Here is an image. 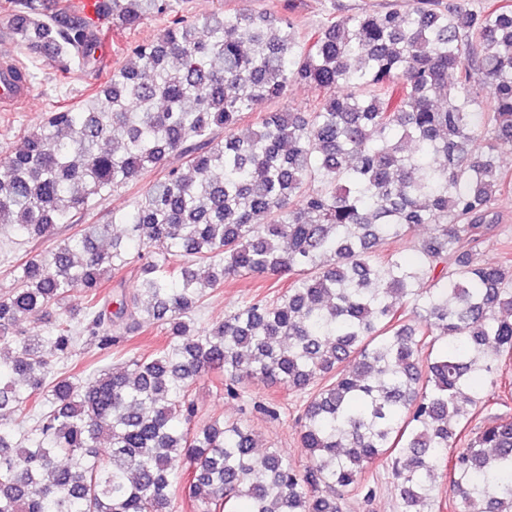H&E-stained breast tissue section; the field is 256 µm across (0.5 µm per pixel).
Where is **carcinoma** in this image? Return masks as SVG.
<instances>
[{
	"label": "carcinoma",
	"mask_w": 512,
	"mask_h": 512,
	"mask_svg": "<svg viewBox=\"0 0 512 512\" xmlns=\"http://www.w3.org/2000/svg\"><path fill=\"white\" fill-rule=\"evenodd\" d=\"M184 2L107 0L117 30L174 18L102 96L47 113L0 158V224L51 241L0 295V344L20 350L0 361V512H173L178 469L193 512H342L346 493L375 499L378 461L396 512H433L444 470L454 512H512V418L482 416L512 358V253H478L512 184V0L343 18L330 0L302 35L291 0L201 18ZM12 6L25 53L100 62L105 25L78 5ZM295 83L319 92L308 109L266 110ZM157 169L123 232L81 224ZM60 225L74 233L54 239ZM244 276L288 285L199 326L207 295ZM32 316L44 333L21 328ZM145 326L165 340L127 348L119 372L57 368L85 336L107 353ZM209 373L232 398L247 379L307 394L305 469L257 454L240 419L196 422ZM16 411L34 425L7 422Z\"/></svg>",
	"instance_id": "cac0c4a2"
}]
</instances>
